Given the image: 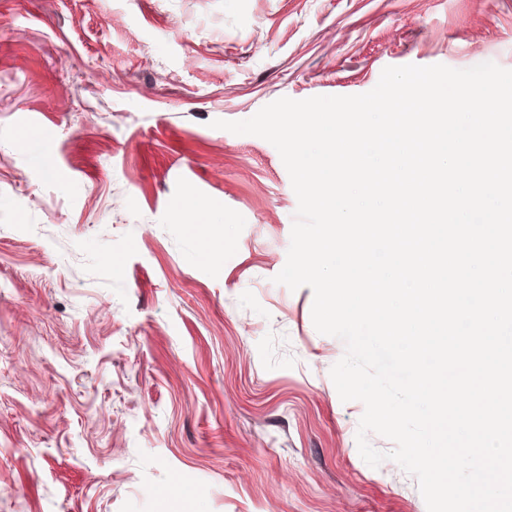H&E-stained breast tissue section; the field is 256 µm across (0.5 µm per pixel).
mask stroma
I'll use <instances>...</instances> for the list:
<instances>
[{"instance_id":"stroma-1","label":"stroma","mask_w":512,"mask_h":512,"mask_svg":"<svg viewBox=\"0 0 512 512\" xmlns=\"http://www.w3.org/2000/svg\"><path fill=\"white\" fill-rule=\"evenodd\" d=\"M487 61L512 0H0V512H427L274 281L278 151L210 123Z\"/></svg>"}]
</instances>
